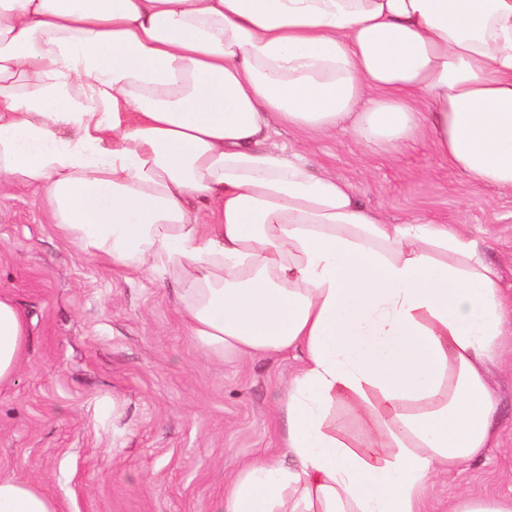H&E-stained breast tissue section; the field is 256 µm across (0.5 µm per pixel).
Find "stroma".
Segmentation results:
<instances>
[{
  "label": "stroma",
  "instance_id": "35a3bbf8",
  "mask_svg": "<svg viewBox=\"0 0 512 512\" xmlns=\"http://www.w3.org/2000/svg\"><path fill=\"white\" fill-rule=\"evenodd\" d=\"M276 141L391 223L481 225L485 255L512 296V195L465 181L429 139L371 150L347 130L286 129ZM179 288L165 264L139 272L78 254L44 192L0 191V292L30 327L22 365L0 387V479L33 481L62 512H212L245 463L278 455L301 352L215 354L185 328ZM493 372V445L432 479L427 512H450L466 494L512 495L511 349Z\"/></svg>",
  "mask_w": 512,
  "mask_h": 512
}]
</instances>
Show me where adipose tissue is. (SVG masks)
<instances>
[{"instance_id":"ef3b65f1","label":"adipose tissue","mask_w":512,"mask_h":512,"mask_svg":"<svg viewBox=\"0 0 512 512\" xmlns=\"http://www.w3.org/2000/svg\"><path fill=\"white\" fill-rule=\"evenodd\" d=\"M280 125L368 147L424 127L511 193L512 0H0V188L45 189L78 254L168 264L206 346L304 353L284 459L247 464L213 512H422L492 442L500 271L479 225L386 223L268 147ZM28 336L0 293V386ZM337 403L372 452L337 439ZM0 512L60 508L3 479Z\"/></svg>"}]
</instances>
